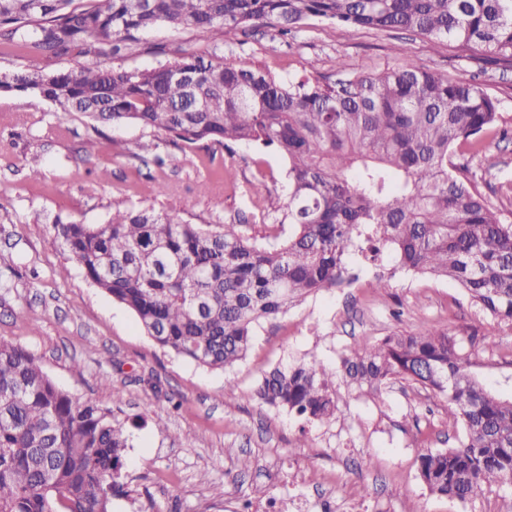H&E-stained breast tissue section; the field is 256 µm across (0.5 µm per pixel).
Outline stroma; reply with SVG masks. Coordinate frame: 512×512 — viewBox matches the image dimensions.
I'll return each instance as SVG.
<instances>
[{"label":"stroma","mask_w":512,"mask_h":512,"mask_svg":"<svg viewBox=\"0 0 512 512\" xmlns=\"http://www.w3.org/2000/svg\"><path fill=\"white\" fill-rule=\"evenodd\" d=\"M145 51L114 60L150 68L184 53L216 54L237 66H266L282 79L334 77L337 62L376 74L411 58L436 74L484 85L499 101L495 129L466 150L468 176L512 223V68L477 58L458 43L433 45L402 31L306 21L292 37L274 28L231 30L214 45L190 31L142 34ZM164 165H156L153 155ZM40 179L29 176L32 168ZM288 163L272 147L208 142L186 145L132 124L94 133L84 118L21 94L0 95V339L35 354L61 388L112 403L129 423L112 512H275L285 500L305 512H512V483L485 486L468 500L430 494L418 457L457 445L448 403L420 385L396 380L375 397L335 379L336 417L307 423L263 406L251 394L262 375L299 358L338 370L362 339L447 329L470 371L512 395V324L473 306L452 282L396 274L374 288L393 255L355 257L354 281L321 292L256 325L246 357L208 370L160 348L134 315L90 284L55 239L54 222L106 223L115 202L174 211L191 224L246 217L263 234L281 213ZM166 183L167 194L156 192ZM233 382L235 396L224 394ZM144 417L135 425L136 417Z\"/></svg>","instance_id":"stroma-1"}]
</instances>
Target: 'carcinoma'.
<instances>
[{
    "mask_svg": "<svg viewBox=\"0 0 512 512\" xmlns=\"http://www.w3.org/2000/svg\"><path fill=\"white\" fill-rule=\"evenodd\" d=\"M311 17L460 43L512 65V0H0V48L72 57L75 66L0 78L100 125L134 123L186 143L276 147L288 159V225L257 237L247 225L189 224L172 212L116 204L104 224H55L87 280L125 305L161 348L209 369L232 367L262 320L354 280L355 249H383L398 271L455 281L471 303L512 323V224L455 163L459 146L496 125L498 100L475 83L411 58L379 74L277 79L265 66L182 55L150 69L110 64L149 30H190L217 42L264 24L287 36ZM344 381L380 394L393 380L448 400L456 447L419 456L433 495L470 498L512 481V398L468 371L448 329L362 341ZM262 404L308 423L336 413L317 359L266 373ZM125 425L109 407L60 388L30 351L0 339V512H111Z\"/></svg>",
    "mask_w": 512,
    "mask_h": 512,
    "instance_id": "obj_1",
    "label": "carcinoma"
}]
</instances>
